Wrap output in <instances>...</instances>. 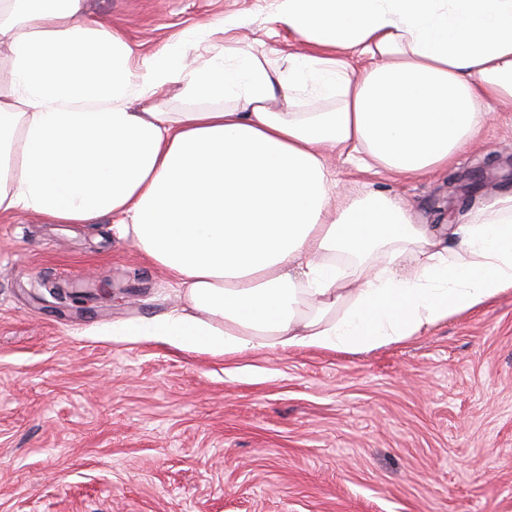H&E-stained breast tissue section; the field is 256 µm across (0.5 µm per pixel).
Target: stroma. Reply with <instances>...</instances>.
<instances>
[{"label": "stroma", "instance_id": "obj_1", "mask_svg": "<svg viewBox=\"0 0 512 512\" xmlns=\"http://www.w3.org/2000/svg\"><path fill=\"white\" fill-rule=\"evenodd\" d=\"M278 5L86 0L141 55L224 20L235 48L304 52ZM329 164L339 192L463 224L512 191V112L433 177ZM178 295L108 221H0V512H512V290L355 354L113 338Z\"/></svg>", "mask_w": 512, "mask_h": 512}]
</instances>
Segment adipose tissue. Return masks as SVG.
Masks as SVG:
<instances>
[{
  "mask_svg": "<svg viewBox=\"0 0 512 512\" xmlns=\"http://www.w3.org/2000/svg\"><path fill=\"white\" fill-rule=\"evenodd\" d=\"M84 2L0 0V219L106 218L171 274L181 305L113 336L357 353L512 288V193L446 235L382 191L331 206L326 161L419 178L477 143L512 109V0H280L312 51L279 66L227 48L222 23L194 65L172 45L139 57ZM310 83L325 111H300ZM170 84L181 111L149 103Z\"/></svg>",
  "mask_w": 512,
  "mask_h": 512,
  "instance_id": "1",
  "label": "adipose tissue"
}]
</instances>
